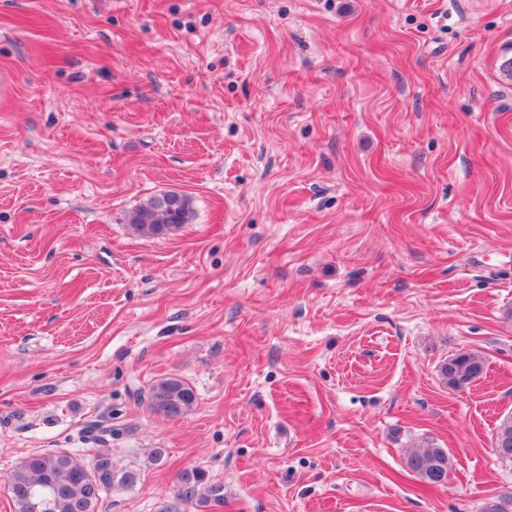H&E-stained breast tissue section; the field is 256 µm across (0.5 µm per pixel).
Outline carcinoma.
<instances>
[{
	"instance_id": "1",
	"label": "carcinoma",
	"mask_w": 512,
	"mask_h": 512,
	"mask_svg": "<svg viewBox=\"0 0 512 512\" xmlns=\"http://www.w3.org/2000/svg\"><path fill=\"white\" fill-rule=\"evenodd\" d=\"M190 204L184 194L164 192L130 211L127 224L139 235L161 237L187 223ZM484 371L482 357L467 351L448 356L440 366L442 379L454 391L469 389ZM195 402L190 385L176 377L156 381L147 398L149 409L165 416L170 411L183 415ZM405 464L420 481L430 483L435 472L448 476L452 459L445 448L420 444L409 449ZM138 479L136 469L117 473L105 454L99 453L86 462L69 452L57 451L28 456L6 478L5 485L13 512H99L101 500L113 487L133 486ZM499 498L498 506L483 499L478 512H512V494H501ZM177 499L193 512H219L224 508V485L209 479L201 469H186L177 478Z\"/></svg>"
}]
</instances>
